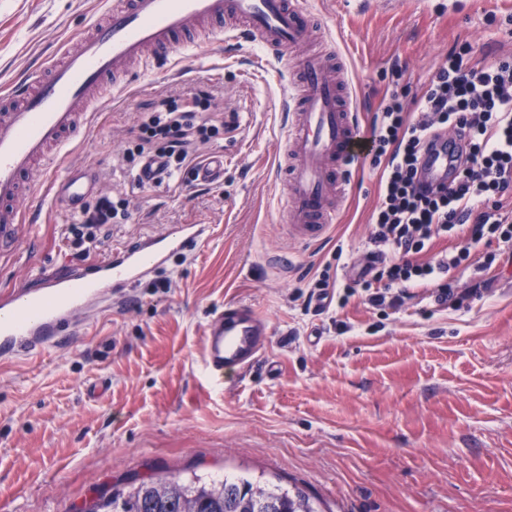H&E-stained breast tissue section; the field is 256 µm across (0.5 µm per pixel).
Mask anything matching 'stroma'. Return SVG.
<instances>
[{"label": "stroma", "instance_id": "stroma-1", "mask_svg": "<svg viewBox=\"0 0 512 512\" xmlns=\"http://www.w3.org/2000/svg\"><path fill=\"white\" fill-rule=\"evenodd\" d=\"M352 78L362 129L394 81L421 89L449 51L471 63L512 58V0H306ZM107 0H0V90L20 81L100 16ZM202 58L175 50L149 76L95 110L67 162L91 167L98 190L128 200L92 259L129 238L176 224L210 230L189 254L127 290L80 335L32 359L0 364V503L12 512H81L104 484L197 473L262 475L297 487L322 512H512V247L500 248L468 296L471 270L451 273L455 295L432 292L396 311L358 288L317 310L310 285L324 266L365 249L378 176L353 170L327 238L288 234L273 205L288 81L258 67L259 48L213 32ZM206 85L237 127L225 133L224 179L188 172L137 187L123 161L130 130L153 99ZM73 212L44 204L41 220L0 242V292L33 269L73 263ZM230 302L270 328L266 359L215 384L199 340ZM345 325L337 334V325Z\"/></svg>", "mask_w": 512, "mask_h": 512}]
</instances>
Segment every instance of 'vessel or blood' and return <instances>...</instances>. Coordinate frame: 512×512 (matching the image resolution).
Segmentation results:
<instances>
[{"label": "vessel or blood", "mask_w": 512, "mask_h": 512, "mask_svg": "<svg viewBox=\"0 0 512 512\" xmlns=\"http://www.w3.org/2000/svg\"><path fill=\"white\" fill-rule=\"evenodd\" d=\"M223 22L226 40L253 42L266 60L286 67L288 50L304 47L312 13L304 0H111L88 29L45 59L21 84L0 95V238L15 225L33 224L25 204L39 190L80 207L93 189L85 170L59 171L58 163L91 129L93 108L106 93L128 87L134 65L150 73L169 61L175 47L194 42L196 29ZM283 103L291 120L283 130L277 196L290 234L301 242L324 240L335 223L338 200L360 161L362 138L348 71L336 54L306 55L288 75ZM456 142L445 136L425 157L432 184L445 180ZM195 180L224 178V156L200 166ZM208 231L204 224H177L165 234L130 240L106 258L49 277L33 274L27 285L0 294V360L31 358L75 333L84 314L99 315L109 295L163 267L169 257L195 249ZM269 327L251 306L225 305L201 337V363L215 383L226 373L242 374L264 356Z\"/></svg>", "instance_id": "1"}]
</instances>
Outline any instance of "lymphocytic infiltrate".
<instances>
[{"mask_svg":"<svg viewBox=\"0 0 512 512\" xmlns=\"http://www.w3.org/2000/svg\"><path fill=\"white\" fill-rule=\"evenodd\" d=\"M468 52L463 46L449 54L422 93L404 86L382 98L369 138L379 179L365 266L355 279L320 272L314 295L361 287L373 306L397 309L412 289L431 285L444 303L454 295L448 274L469 259L470 244L494 239L512 246V216L503 203L512 196V60L475 67ZM214 101L209 88L198 86L142 113L123 155L128 169L157 155L169 173L181 172L199 147L214 145L228 129ZM447 133L459 140L457 160L450 182L434 187L425 181L422 160ZM127 206L107 194L85 204L68 227L75 258L96 249L105 226L127 219ZM448 236L464 239L465 247L418 261L433 239Z\"/></svg>","mask_w":512,"mask_h":512,"instance_id":"lymphocytic-infiltrate-1","label":"lymphocytic infiltrate"}]
</instances>
